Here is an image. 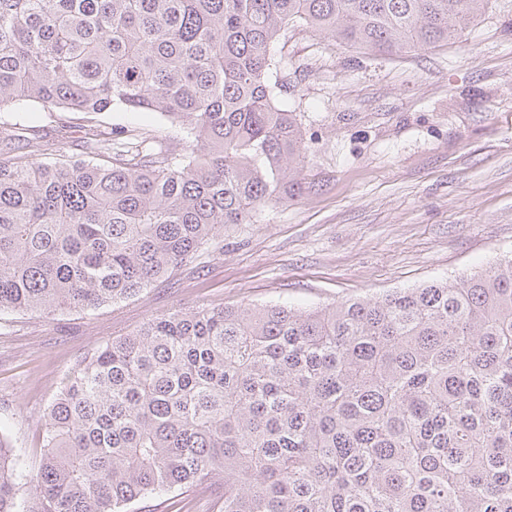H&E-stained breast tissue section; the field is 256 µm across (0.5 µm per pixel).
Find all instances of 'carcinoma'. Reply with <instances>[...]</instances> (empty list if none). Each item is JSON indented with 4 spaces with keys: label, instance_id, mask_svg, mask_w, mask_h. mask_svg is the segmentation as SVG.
Returning <instances> with one entry per match:
<instances>
[{
    "label": "carcinoma",
    "instance_id": "carcinoma-1",
    "mask_svg": "<svg viewBox=\"0 0 512 512\" xmlns=\"http://www.w3.org/2000/svg\"><path fill=\"white\" fill-rule=\"evenodd\" d=\"M490 2L0 0L1 113L121 106L193 135L180 155L90 128L89 159L48 162L0 120V313L129 300L281 203L312 141L281 100L288 28L405 56ZM43 447L23 474L0 429V512H127L198 486L217 512H512V258L307 310L159 314L75 365Z\"/></svg>",
    "mask_w": 512,
    "mask_h": 512
}]
</instances>
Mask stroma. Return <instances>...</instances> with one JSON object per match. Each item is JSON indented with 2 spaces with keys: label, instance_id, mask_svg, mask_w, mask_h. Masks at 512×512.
Instances as JSON below:
<instances>
[{
  "label": "stroma",
  "instance_id": "1",
  "mask_svg": "<svg viewBox=\"0 0 512 512\" xmlns=\"http://www.w3.org/2000/svg\"><path fill=\"white\" fill-rule=\"evenodd\" d=\"M284 101L314 132L280 204L221 248L139 296L52 319L0 315V424L37 469L47 408L74 365L157 314L204 306L299 309L487 268L512 255V0H494L457 42L369 56L302 28L274 49ZM67 156L85 126L148 131L175 152L187 133L157 112L23 114Z\"/></svg>",
  "mask_w": 512,
  "mask_h": 512
}]
</instances>
